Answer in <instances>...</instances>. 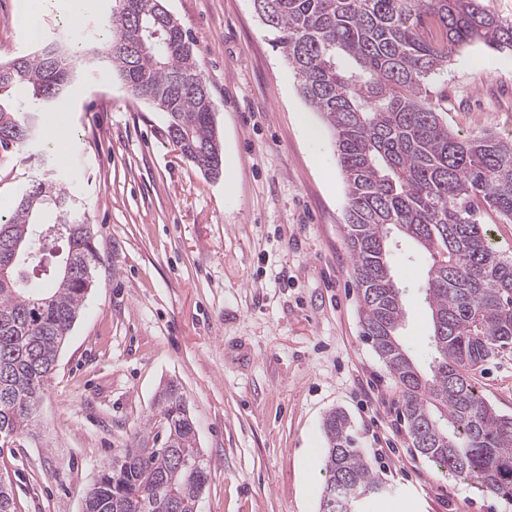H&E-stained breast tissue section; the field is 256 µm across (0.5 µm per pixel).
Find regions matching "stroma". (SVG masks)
Here are the masks:
<instances>
[{"label":"stroma","instance_id":"obj_1","mask_svg":"<svg viewBox=\"0 0 512 512\" xmlns=\"http://www.w3.org/2000/svg\"><path fill=\"white\" fill-rule=\"evenodd\" d=\"M0 0V60L39 48L78 14L102 29L111 0ZM193 42L216 104L236 191L182 157L168 119L133 100L111 68L67 90L63 126L78 174L74 212L92 226L94 286L35 413V434L0 446L17 512H83L104 466L129 447L160 384L187 398L211 474L200 512H318L328 412L345 411L382 490L357 512H512V501L446 475L413 448L402 392L362 335L347 194L332 137L298 90L253 0H165ZM450 131L512 140V56L461 49L428 84ZM306 114L320 133L310 142ZM35 151L0 160V214L47 177ZM431 259L402 240L391 256L405 290L402 343L421 368L432 351L423 280ZM475 386L512 416V349Z\"/></svg>","mask_w":512,"mask_h":512}]
</instances>
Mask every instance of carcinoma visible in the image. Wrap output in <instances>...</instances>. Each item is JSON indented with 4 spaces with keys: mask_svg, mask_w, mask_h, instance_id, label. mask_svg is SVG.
Here are the masks:
<instances>
[{
    "mask_svg": "<svg viewBox=\"0 0 512 512\" xmlns=\"http://www.w3.org/2000/svg\"><path fill=\"white\" fill-rule=\"evenodd\" d=\"M274 46L299 78V91L335 138L348 208L344 233L354 257L363 336L402 391L412 445L449 474L512 499V417L480 396L473 376L512 347V260L488 244L479 204L512 223V142L482 134L460 138L429 100L427 82L465 46L512 51V23L481 0H264ZM112 41L102 57L136 100L169 118L181 155L212 178L223 150L215 104L190 40L163 0H122L106 15ZM68 36L37 53L0 63V148L43 143V114L60 109L76 77ZM25 87L17 102L12 89ZM53 176L33 181L15 210L0 217V266L21 241L26 252L0 275V434L28 437L37 402L55 370L92 287L91 225L72 219L67 167L46 148ZM61 239L34 230L47 209ZM431 258L425 302L435 357L421 372L403 349L402 291L390 272L397 236ZM328 479L325 500L342 478L366 494L381 490L357 447L348 415L322 424ZM210 464L182 388L156 393L136 443L112 459L89 490L83 512H200ZM0 512H16L0 479Z\"/></svg>",
    "mask_w": 512,
    "mask_h": 512,
    "instance_id": "obj_1",
    "label": "carcinoma"
}]
</instances>
